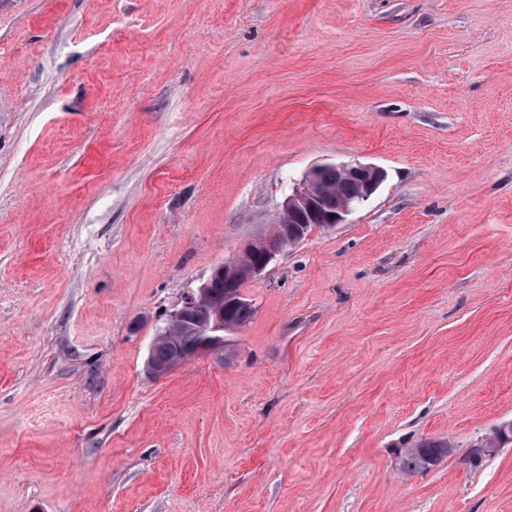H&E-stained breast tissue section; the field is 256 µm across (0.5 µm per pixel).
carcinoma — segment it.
<instances>
[{
    "label": "carcinoma",
    "instance_id": "carcinoma-1",
    "mask_svg": "<svg viewBox=\"0 0 512 512\" xmlns=\"http://www.w3.org/2000/svg\"><path fill=\"white\" fill-rule=\"evenodd\" d=\"M311 184L320 191L321 209L326 213L335 210L338 203L358 197L356 184L343 178L332 168L323 170L319 176L311 179ZM246 280L247 274L242 265L229 275L215 273L190 316L182 322H167L160 329L154 343L156 359H166L175 346L186 360L200 353L203 345L196 325L202 321H210L217 315L224 318L227 329H236L249 323L255 314V308L250 301L241 297V287ZM447 453L446 443L424 441L406 450L400 466L406 473L419 472L428 467V457L434 455L439 458Z\"/></svg>",
    "mask_w": 512,
    "mask_h": 512
}]
</instances>
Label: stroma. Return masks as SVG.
Here are the masks:
<instances>
[{
    "label": "stroma",
    "mask_w": 512,
    "mask_h": 512,
    "mask_svg": "<svg viewBox=\"0 0 512 512\" xmlns=\"http://www.w3.org/2000/svg\"><path fill=\"white\" fill-rule=\"evenodd\" d=\"M355 163L223 351L149 375ZM511 423L512 0H0V512H512ZM319 176L313 178L312 174L311 184L320 191V205L321 209L326 213H331L336 209V205L343 201H351L358 197V187L355 183L343 178L337 173L357 180L361 185V192L359 194V202L367 200L378 188L384 180V171L376 166L368 164H339V165H324L316 168L313 172L324 168ZM334 168V169H332ZM336 169V170H335ZM337 172V173H336ZM306 182L302 187L289 197L283 208V215L292 214L296 216L298 224H288L286 221H281L278 225L284 236L292 238L306 237L309 228H317L318 224H311L309 220L316 223L323 224L324 227L332 228L336 224L344 221L345 216L355 207L351 202H346L336 209V215L331 217L322 216L317 208V198ZM276 249L277 247L273 244L271 237L255 240L244 248L241 255V257H252L244 261L239 259L241 265L237 267L235 272L224 276V272L233 269L229 260L224 261L218 266L220 269L224 268V272L214 274L216 269H213L209 277L200 283L197 289L187 291L178 306L171 312L170 320L180 321L187 317L194 309L197 298L206 287L204 295L187 319L175 323H168L169 319L166 320L165 325L160 329L155 339L154 354L156 359L161 361L165 360L171 353L168 360L164 362L155 361L150 354L147 372L153 377H162L200 353L203 350V345L199 335L204 337L208 351H222L224 349V336L219 332H224V326L226 329L245 326L255 314L253 304L241 297L242 284L249 277H256L264 271ZM253 257L256 262L250 265L249 277H247L244 271V263L254 262ZM215 315L222 316L224 320L220 317L214 318ZM202 321L211 322L200 324L197 327L198 335L196 325ZM174 346L179 348L185 361L177 351H171ZM449 447L444 442L424 441L414 448H408L401 459L400 466L406 473H415L428 467V456L436 455V459L447 454Z\"/></svg>",
    "instance_id": "obj_1"
}]
</instances>
